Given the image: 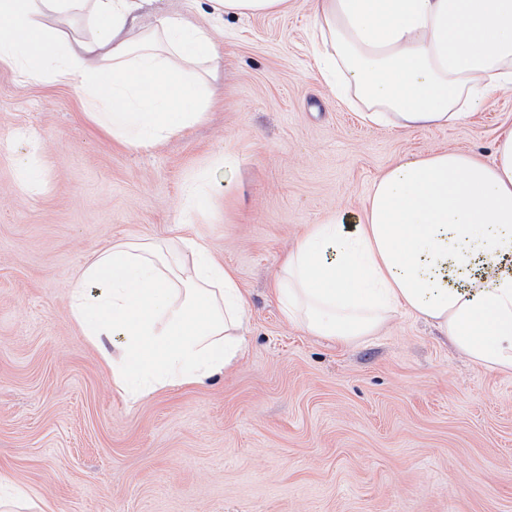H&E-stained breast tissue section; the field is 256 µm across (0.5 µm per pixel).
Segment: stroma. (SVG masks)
<instances>
[{
    "mask_svg": "<svg viewBox=\"0 0 512 512\" xmlns=\"http://www.w3.org/2000/svg\"><path fill=\"white\" fill-rule=\"evenodd\" d=\"M165 3L223 61L202 119L154 148L113 144L76 88L0 64V465L57 512H512V376L405 312L336 345L270 294L304 227L355 219L397 158L492 160L512 89L452 127L375 125L318 77L308 0L225 18ZM193 179L205 206L186 224ZM184 235L234 269L246 347L205 385L124 400L69 317L71 285L105 245Z\"/></svg>",
    "mask_w": 512,
    "mask_h": 512,
    "instance_id": "obj_1",
    "label": "stroma"
}]
</instances>
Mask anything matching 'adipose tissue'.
<instances>
[{
	"instance_id": "1",
	"label": "adipose tissue",
	"mask_w": 512,
	"mask_h": 512,
	"mask_svg": "<svg viewBox=\"0 0 512 512\" xmlns=\"http://www.w3.org/2000/svg\"><path fill=\"white\" fill-rule=\"evenodd\" d=\"M156 3L0 0V63L28 82L78 87L113 141L152 148L202 116L221 60L207 29ZM312 11L318 75L341 101L359 98L368 122L449 127L512 88V0H312ZM74 16L91 36L63 32ZM271 291L288 322L333 343L409 312L479 369L512 374V132L489 162L458 151L396 160L355 223L305 228ZM246 307L234 271L191 236L103 248L69 304L132 402L233 365Z\"/></svg>"
}]
</instances>
